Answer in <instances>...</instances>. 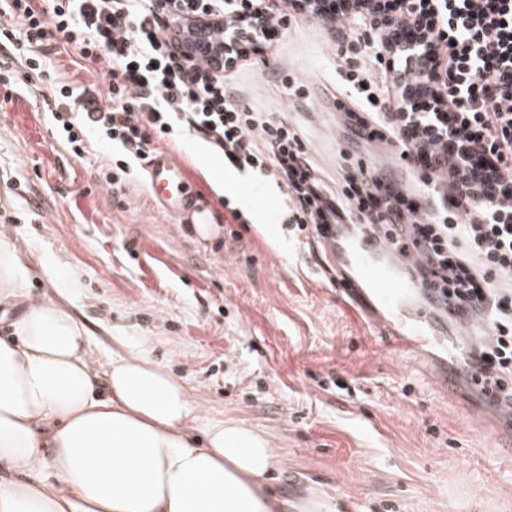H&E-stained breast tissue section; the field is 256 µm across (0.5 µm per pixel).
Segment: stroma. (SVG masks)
I'll return each instance as SVG.
<instances>
[{
	"mask_svg": "<svg viewBox=\"0 0 512 512\" xmlns=\"http://www.w3.org/2000/svg\"><path fill=\"white\" fill-rule=\"evenodd\" d=\"M352 31L371 26L296 19L226 85L232 103L285 112L331 186L342 163L382 170L393 155L339 111L352 100L345 73L373 66L338 56ZM54 79L0 98V235L79 281L67 295L34 264L26 288L89 328L99 387L113 349L106 329L121 325L151 338L189 386L199 408L193 437L223 418L269 436L279 457L272 478L289 503L317 493L355 512H512V459L495 439L512 434V415L491 431L482 396L441 395L419 363L348 310L324 276L322 249L293 247L273 181L239 172L224 188L209 171L222 157L193 140H162L158 151L176 156L201 189L213 232L162 213L139 167L113 193L111 144L86 135L77 158L51 125L44 99ZM291 80L300 96H289ZM229 206L247 226L237 242L224 226Z\"/></svg>",
	"mask_w": 512,
	"mask_h": 512,
	"instance_id": "obj_1",
	"label": "stroma"
}]
</instances>
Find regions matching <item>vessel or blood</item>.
I'll use <instances>...</instances> for the list:
<instances>
[{"instance_id": "1", "label": "vessel or blood", "mask_w": 512, "mask_h": 512, "mask_svg": "<svg viewBox=\"0 0 512 512\" xmlns=\"http://www.w3.org/2000/svg\"><path fill=\"white\" fill-rule=\"evenodd\" d=\"M148 182L162 209L179 216L185 224L209 223V214L185 169L171 154H153L146 163ZM408 225L400 224L377 234L368 224H339L325 235L327 253L343 293L366 321L382 329L400 350L424 357L428 374L445 389L458 385L447 373L449 362L468 363V382L495 405H503L496 384L470 365L479 350L472 335L482 329L491 335L489 323L448 320V301L440 289L415 282L412 267L425 260L424 246L412 243L399 250L396 241L405 237Z\"/></svg>"}]
</instances>
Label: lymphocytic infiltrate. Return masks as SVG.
Instances as JSON below:
<instances>
[{
    "label": "lymphocytic infiltrate",
    "mask_w": 512,
    "mask_h": 512,
    "mask_svg": "<svg viewBox=\"0 0 512 512\" xmlns=\"http://www.w3.org/2000/svg\"><path fill=\"white\" fill-rule=\"evenodd\" d=\"M274 20L263 0H0V51L23 61L0 69V85H28L53 64L57 49L82 60L109 59L105 95L56 83L46 109L82 157L84 137L97 131L112 143L120 188L130 165L148 159L155 141L191 137L222 155L225 167L273 177L284 187L289 221L303 239L322 242L330 224H372L384 230L410 218L415 242L427 246L425 274L449 303L471 309L493 330L479 363L512 399V0H400L398 17L426 23L435 43L432 66L441 83L423 111H403L390 95L391 72L408 67L386 47L388 32L371 41L351 36L343 57L372 53L376 74H348L366 114L352 124L387 128L401 143L413 173L447 176L434 203L411 199L361 165L344 169L336 190L320 178L303 135L284 116L228 102L224 75L266 46L270 25L287 28L312 14L339 28L351 17L335 0H281ZM212 29L228 45L222 68L196 61L187 43ZM396 111H387V103Z\"/></svg>",
    "instance_id": "obj_1"
}]
</instances>
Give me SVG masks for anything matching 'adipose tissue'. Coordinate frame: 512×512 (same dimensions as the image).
<instances>
[{
	"label": "adipose tissue",
	"mask_w": 512,
	"mask_h": 512,
	"mask_svg": "<svg viewBox=\"0 0 512 512\" xmlns=\"http://www.w3.org/2000/svg\"><path fill=\"white\" fill-rule=\"evenodd\" d=\"M33 250L0 235V512H284L270 438L229 418L204 441L197 406L149 340L121 326L99 390L90 332L69 309L29 301Z\"/></svg>",
	"instance_id": "obj_1"
}]
</instances>
